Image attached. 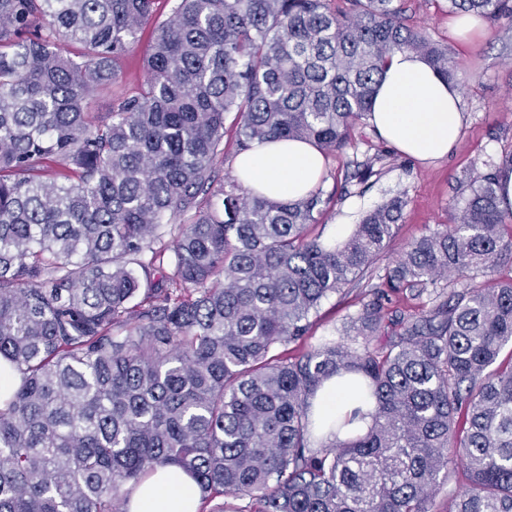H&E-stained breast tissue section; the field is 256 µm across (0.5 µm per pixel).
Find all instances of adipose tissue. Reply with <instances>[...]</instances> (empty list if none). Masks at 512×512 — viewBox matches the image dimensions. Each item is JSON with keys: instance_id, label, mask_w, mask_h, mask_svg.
<instances>
[{"instance_id": "1", "label": "adipose tissue", "mask_w": 512, "mask_h": 512, "mask_svg": "<svg viewBox=\"0 0 512 512\" xmlns=\"http://www.w3.org/2000/svg\"><path fill=\"white\" fill-rule=\"evenodd\" d=\"M369 121L403 154L423 162L445 157L457 144L464 122L461 88L417 55L394 54L377 88ZM233 169L246 188L274 200H297L319 186L325 158L304 142L257 143L235 157ZM198 510L193 479L176 467L147 475L127 504V512Z\"/></svg>"}]
</instances>
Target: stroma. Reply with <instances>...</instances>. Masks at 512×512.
Instances as JSON below:
<instances>
[{
	"label": "stroma",
	"instance_id": "obj_1",
	"mask_svg": "<svg viewBox=\"0 0 512 512\" xmlns=\"http://www.w3.org/2000/svg\"><path fill=\"white\" fill-rule=\"evenodd\" d=\"M177 0H157L150 23L117 67L111 84L96 97L98 111H109L115 97L135 94L144 77L142 61L154 24L168 20ZM409 24L423 29L447 46L460 64L465 125L460 141L448 156L421 162L398 152L380 138L370 124L356 126L351 143L326 159L323 191L329 202L316 227L327 243H340L368 212L400 197L406 202L399 231L384 256L392 261L422 234L443 229L469 194L465 173L484 172L486 163L512 151V18L488 22L487 32L461 42L448 28L453 16L448 0H407ZM374 160L367 182L352 179L356 163ZM360 292L332 297L321 309V319L306 340L315 346L327 339L346 338L360 309Z\"/></svg>",
	"mask_w": 512,
	"mask_h": 512
}]
</instances>
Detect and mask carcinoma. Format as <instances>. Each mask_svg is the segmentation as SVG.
Wrapping results in <instances>:
<instances>
[{
  "label": "carcinoma",
  "mask_w": 512,
  "mask_h": 512,
  "mask_svg": "<svg viewBox=\"0 0 512 512\" xmlns=\"http://www.w3.org/2000/svg\"><path fill=\"white\" fill-rule=\"evenodd\" d=\"M154 2L0 0V358L21 376L0 407V512H123L163 466L204 506L248 500L201 512H429L453 464L469 485L452 512H512V275L493 276L512 261V153L465 174L452 224L384 268L356 336L294 357L281 348L376 264L406 202L331 246L310 233L322 189L272 200L221 177L226 114L239 153L340 151L393 53L453 80L448 47L405 0H178L139 91L95 111ZM333 378L371 406L366 432L359 407L314 419Z\"/></svg>",
  "instance_id": "carcinoma-1"
}]
</instances>
